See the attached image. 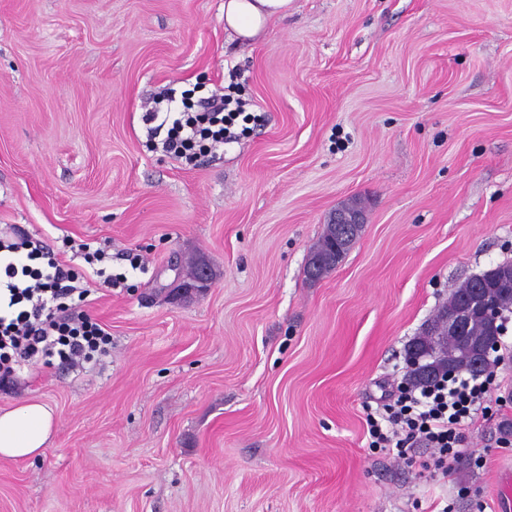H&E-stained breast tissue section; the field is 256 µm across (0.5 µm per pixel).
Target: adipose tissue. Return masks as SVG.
<instances>
[{
  "mask_svg": "<svg viewBox=\"0 0 512 512\" xmlns=\"http://www.w3.org/2000/svg\"><path fill=\"white\" fill-rule=\"evenodd\" d=\"M292 0H224V27L247 43L275 20L286 18ZM55 426L46 403L32 398L0 410V457L22 460L41 455Z\"/></svg>",
  "mask_w": 512,
  "mask_h": 512,
  "instance_id": "obj_1",
  "label": "adipose tissue"
}]
</instances>
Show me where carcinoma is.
<instances>
[{
    "mask_svg": "<svg viewBox=\"0 0 512 512\" xmlns=\"http://www.w3.org/2000/svg\"><path fill=\"white\" fill-rule=\"evenodd\" d=\"M362 228H354L346 238H341L342 231L337 224H327L322 236L311 250L310 256L317 258V262L306 265L305 277L315 283L326 277L336 268L359 237ZM487 273L475 275L463 281L448 297L441 307V312L431 323L415 337L408 347L421 351L424 355L423 364L418 368H407L406 380L415 386L427 387L434 384L439 378L448 373V363L458 372H465L477 376L491 367L490 355H485L480 362H475L470 350L457 335L448 333L440 327L443 311L458 306L476 288L481 277ZM492 298L504 312H512V280L505 288L490 290Z\"/></svg>",
    "mask_w": 512,
    "mask_h": 512,
    "instance_id": "obj_1",
    "label": "carcinoma"
}]
</instances>
